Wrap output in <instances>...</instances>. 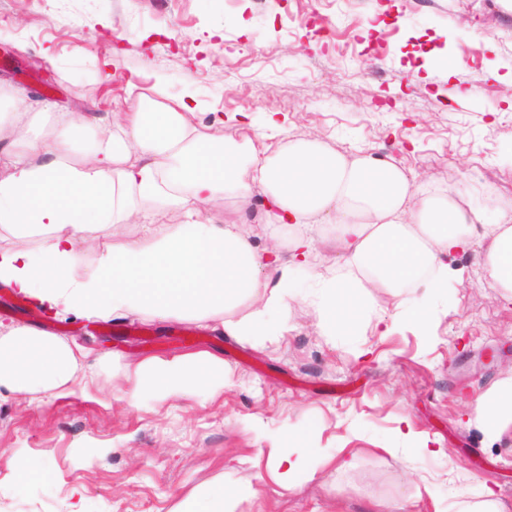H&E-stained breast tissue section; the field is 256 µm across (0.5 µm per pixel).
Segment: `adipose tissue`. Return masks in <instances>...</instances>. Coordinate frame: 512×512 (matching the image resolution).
<instances>
[{
    "label": "adipose tissue",
    "mask_w": 512,
    "mask_h": 512,
    "mask_svg": "<svg viewBox=\"0 0 512 512\" xmlns=\"http://www.w3.org/2000/svg\"><path fill=\"white\" fill-rule=\"evenodd\" d=\"M183 98L163 105L142 97L119 131H103L88 154L73 158L71 144L86 118L57 116L50 141L25 135L12 142L0 175V230L17 239L51 236L37 252L0 250V285L55 312L106 320L148 312L163 320L210 319L217 331L242 341L276 342L288 329L291 302L310 301L325 335L356 330L378 317L375 288L407 291L405 311L429 331L448 300V259L467 253L475 235L490 241L483 264L512 297V214L486 221L446 193H422L403 168L371 154L347 158L322 140L267 142L279 129L233 139L194 125ZM266 204L261 221L272 233L297 228L290 257L259 247L234 221L196 220L201 203L216 198L248 205L254 187ZM184 211L191 221L158 227L114 245L93 270L82 269L80 246L92 230L130 223L140 213ZM336 232L340 266L301 276L317 258L312 225ZM250 302L248 312L235 308ZM102 358L76 340L27 326L0 330V400L58 398L96 386ZM224 360L209 351L152 357L137 363L123 394L176 398L194 388L223 393ZM486 435L501 439L512 427V380L479 400ZM268 465L286 488L315 479L322 463L311 432L270 431ZM247 484L215 483L193 492L174 512H237L256 496Z\"/></svg>",
    "instance_id": "ef3b65f1"
}]
</instances>
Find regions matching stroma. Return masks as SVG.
<instances>
[{
  "label": "stroma",
  "instance_id": "35a3bbf8",
  "mask_svg": "<svg viewBox=\"0 0 512 512\" xmlns=\"http://www.w3.org/2000/svg\"><path fill=\"white\" fill-rule=\"evenodd\" d=\"M508 73L512 14L486 0H0V113H29L33 132L62 112L108 113L117 126L138 95L189 91L195 125L236 137L277 112L281 140L394 158L416 186L488 216L512 213ZM487 247L449 258L448 306L426 336H326L301 302L284 338L262 346L147 313L91 327L0 286L1 323L114 360L93 397L0 401V512H173L216 481L258 487L238 512H457L489 489L512 510V430L491 440L476 413L512 378V299L482 268ZM194 346L223 357V394L123 401L126 365ZM252 416L316 427L317 447L353 449L354 463L286 489ZM405 417L443 456L398 442ZM19 454L37 466L25 478Z\"/></svg>",
  "mask_w": 512,
  "mask_h": 512
}]
</instances>
